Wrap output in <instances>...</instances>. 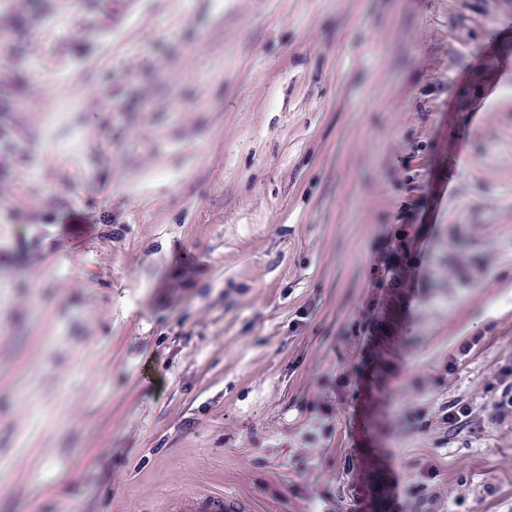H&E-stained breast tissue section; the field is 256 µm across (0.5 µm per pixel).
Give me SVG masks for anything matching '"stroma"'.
<instances>
[{"label": "stroma", "instance_id": "1", "mask_svg": "<svg viewBox=\"0 0 512 512\" xmlns=\"http://www.w3.org/2000/svg\"><path fill=\"white\" fill-rule=\"evenodd\" d=\"M511 371L512 0H0V512H512ZM234 502L224 498V493L197 492L171 501L167 512H241Z\"/></svg>", "mask_w": 512, "mask_h": 512}]
</instances>
